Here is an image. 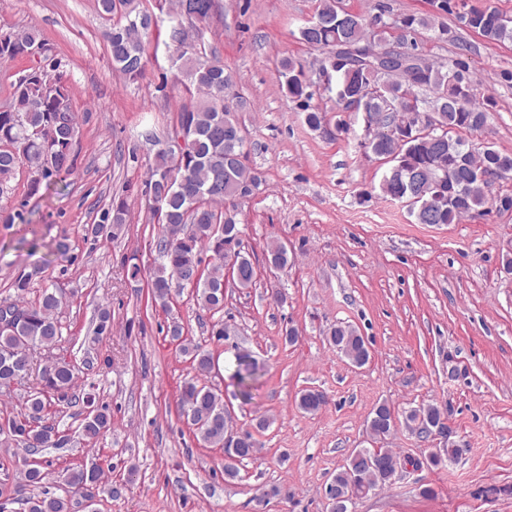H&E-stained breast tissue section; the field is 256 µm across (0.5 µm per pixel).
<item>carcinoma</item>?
<instances>
[{
	"label": "carcinoma",
	"instance_id": "cac0c4a2",
	"mask_svg": "<svg viewBox=\"0 0 512 512\" xmlns=\"http://www.w3.org/2000/svg\"><path fill=\"white\" fill-rule=\"evenodd\" d=\"M175 4L167 11L168 24L161 26L149 10L139 8L135 0H122L125 22H117L104 32L113 69L126 80L135 82L143 77L148 63L147 42L178 49L174 56L184 76L185 101L169 133L170 140L184 141L185 169H175L169 152H155L154 164L148 172L146 188L160 199L163 206L159 223L158 254L150 274L148 288L152 299L168 308L173 295L195 284L191 296L205 310L224 312V235L241 236L236 222L238 202L249 199L250 186H260V176L247 164L244 147L238 148L242 160L232 175L224 173V129L238 124L237 109L242 101L228 94L234 82L198 41L196 32L184 21L205 23L218 13L219 0H165ZM340 0H317L313 17L300 29V40L322 52L324 61L336 69V99L358 98L359 117L364 112H383L384 121L398 126L407 119L410 102L423 112H438L441 127L411 141L379 137L368 149L379 158L400 156L404 159L405 182L423 189L421 198L412 204V214L419 224H455L462 217L479 212L486 204L499 211L512 210V193L488 199L485 184L477 172L492 174L502 182L512 181V155L503 154L488 143L474 146L465 138L487 127L493 108L489 99L478 96L479 80L470 71L469 63L459 57L448 66L434 62L425 55L418 58L417 70L395 66L382 74H364L363 69L375 52L387 41L391 10L382 6L379 12L367 17L355 10L342 13ZM432 15L420 17L404 14L402 18L413 31L435 29L439 41H456L458 36L444 23L436 20L454 17L463 28L490 43L512 42V17L489 8L469 6L466 0H430ZM38 46L47 48L45 40L33 31L0 36V60L26 58V50ZM281 88L285 95L307 110V124L318 130L325 115L311 108L315 84L304 73L301 61L284 58L280 62ZM58 111L55 102L42 96L40 80H17L13 83L9 110L0 111V191L17 170L27 167L31 174L28 196L33 197L41 186L53 184V177L74 165L72 132L78 130L77 115L61 118L56 124L55 141L66 144L60 153L47 152L43 139L35 133L49 123ZM129 220L125 198L113 197L111 207L100 213L99 220L88 226L87 235L116 237V230ZM240 268L232 278L235 287L248 289L255 284V267L244 254L243 241H237ZM288 247L273 242L267 247L266 263L272 272L288 267ZM17 299L0 308V392L13 390L32 369L33 352H51L63 339L60 310L68 303V295L58 288L41 291L29 300V276H18L13 284ZM112 332V313L107 307L97 310L94 334ZM165 335L178 342L180 351L189 357L195 374L184 378L179 402L187 416L203 422L197 430L201 440L211 446L224 448V399L221 394L202 382L213 367V354L189 336V328L174 320L166 325ZM328 345L348 361H358L366 351L365 339L358 330L340 322L330 328ZM240 394L252 398V389L259 377L257 365L248 357H239L236 372ZM76 367L65 356L43 367L39 391L24 397L20 409L0 413V445L5 448L23 447L30 452L44 448H63L71 437L65 431L56 435L45 432L41 423L47 420L51 407L77 403L73 387ZM82 402L93 411L83 418L82 435L93 439L112 425V412L107 404L96 401L91 392L83 394ZM326 403L324 393L306 388L299 393L298 408L305 414L317 413ZM377 417L368 421L372 447L354 449L345 464L336 470L331 482L341 490L370 492L389 482V474L401 463L414 468L423 465L437 467L460 455L453 444L436 448L424 459L397 455L384 447L394 432L391 415L394 410L385 403L374 408ZM446 419L444 411L433 404L422 405L406 412L404 427L415 432L423 425L435 427ZM230 453L244 461L256 456L258 443L247 433L239 448ZM68 485L84 497L95 496L100 471L81 466L68 467L56 473L45 470L39 462L25 465L19 472V487L38 490L36 494L19 498L23 512H71V500L56 496L49 482Z\"/></svg>",
	"mask_w": 512,
	"mask_h": 512
}]
</instances>
